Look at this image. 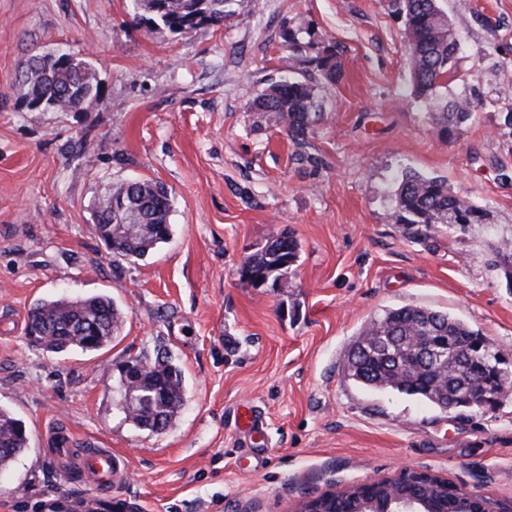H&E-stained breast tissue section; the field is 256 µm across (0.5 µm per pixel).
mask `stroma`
<instances>
[{
	"mask_svg": "<svg viewBox=\"0 0 512 512\" xmlns=\"http://www.w3.org/2000/svg\"><path fill=\"white\" fill-rule=\"evenodd\" d=\"M386 0H234L221 26L173 34L129 0H0V405L29 447L0 471V512H51L66 484L48 426L124 457L116 512H294L320 495L410 468L512 501V395L445 412L360 386L347 352L372 318L406 305L467 322L512 359V284L494 268L512 240V0H444L459 35L451 99L476 104L442 140L409 99L404 23ZM310 34L298 53L284 35ZM343 77L321 82L304 141L250 102L282 74L313 78L324 46ZM87 57L103 87L81 112H31L16 85L35 54ZM447 179L486 224L424 233L395 223L401 171ZM149 179L172 199L169 239L139 259L107 248L93 212L112 183ZM299 245L285 289L243 282L272 230ZM106 294L123 314L110 350L30 345L38 302ZM168 352L183 405L164 430L117 407L118 368ZM251 408L266 436L253 439Z\"/></svg>",
	"mask_w": 512,
	"mask_h": 512,
	"instance_id": "stroma-1",
	"label": "stroma"
}]
</instances>
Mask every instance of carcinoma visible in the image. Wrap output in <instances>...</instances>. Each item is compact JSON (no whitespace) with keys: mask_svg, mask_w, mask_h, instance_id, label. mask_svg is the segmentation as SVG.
Masks as SVG:
<instances>
[{"mask_svg":"<svg viewBox=\"0 0 512 512\" xmlns=\"http://www.w3.org/2000/svg\"><path fill=\"white\" fill-rule=\"evenodd\" d=\"M134 18L148 26H163L174 34H183L205 25L219 26L234 14L233 0H131ZM393 13L404 20L406 63L412 76V94L429 103L428 119L437 134L448 139L463 129L474 115L468 100H449L444 85L457 69L458 35L444 8L443 0H389ZM309 34L305 21L288 30V48H302L301 35ZM340 49L328 45L317 61L322 76L335 82L340 77L337 58ZM17 91L40 105L42 112H79L100 101L101 89L91 64L69 55L62 63L48 65L45 56L34 55L26 64ZM318 85L311 80L283 77L271 82L252 101L251 109L261 112L274 125L284 128L295 141L312 132V114L318 108ZM392 214L397 224H420L425 230L456 220L462 224H483L487 208L476 205L467 195L454 191L448 182L432 176L404 170L397 177ZM171 199L164 187L149 179L116 182L98 201L95 221L110 225L115 249L125 258H141L166 241L171 233ZM297 241L277 231L265 246L248 256L247 283H269L274 288L288 287V270L298 260ZM497 266L512 281V243L505 240L496 250ZM40 325L46 335L30 341L53 353L74 349L98 352L109 347L122 328V318L112 299L96 295L76 299L57 298L38 303L29 313L27 332ZM478 336L466 322L446 313L417 306L391 309L372 320L349 350L346 376L358 384L376 390L417 396L439 406L444 396L465 395L474 377L448 373L453 349L471 346ZM430 346L434 354L426 364L416 360L414 342ZM475 365L493 389L512 381V373L498 361L493 346L480 351ZM146 364L142 376L163 383L168 394L160 408L139 402L126 411L134 426L145 430L152 414L163 416L169 425L183 405V380L179 367L169 356L153 360L134 359ZM29 444L25 423L0 405V468L8 467ZM421 492L438 502L441 512H461L475 504L467 492L454 488L444 493L434 487Z\"/></svg>","mask_w":512,"mask_h":512,"instance_id":"1","label":"carcinoma"}]
</instances>
